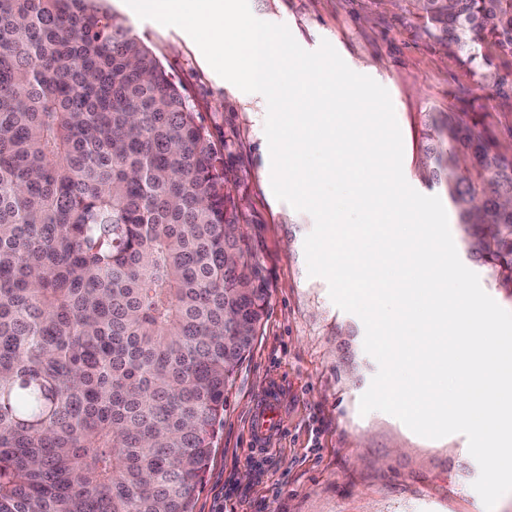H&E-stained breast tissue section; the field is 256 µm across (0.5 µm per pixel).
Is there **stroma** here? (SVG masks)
I'll list each match as a JSON object with an SVG mask.
<instances>
[{"mask_svg": "<svg viewBox=\"0 0 512 512\" xmlns=\"http://www.w3.org/2000/svg\"><path fill=\"white\" fill-rule=\"evenodd\" d=\"M257 18L286 25L305 50L329 42L355 72L391 97L403 139V173L424 195H444L419 172L428 113L482 112L512 152V56L494 53L500 88L422 36L405 12L379 0H249ZM172 75L216 150L242 172L248 228L272 283L260 336L227 393L224 426L194 512H485L472 484L479 466L464 435L420 437L359 402L378 370L364 325L338 308L327 281L308 274L304 241L314 220L277 200L264 134L266 100L218 76L182 29L140 19L125 0H100ZM276 396L280 425L262 448L250 435L257 407Z\"/></svg>", "mask_w": 512, "mask_h": 512, "instance_id": "35a3bbf8", "label": "stroma"}]
</instances>
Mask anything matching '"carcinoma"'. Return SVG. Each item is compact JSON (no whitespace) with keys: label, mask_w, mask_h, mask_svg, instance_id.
I'll return each mask as SVG.
<instances>
[{"label":"carcinoma","mask_w":512,"mask_h":512,"mask_svg":"<svg viewBox=\"0 0 512 512\" xmlns=\"http://www.w3.org/2000/svg\"><path fill=\"white\" fill-rule=\"evenodd\" d=\"M97 0H0V512H193L268 314L249 213L152 50ZM512 55V0H392ZM422 174L512 300V153L431 112Z\"/></svg>","instance_id":"carcinoma-1"}]
</instances>
